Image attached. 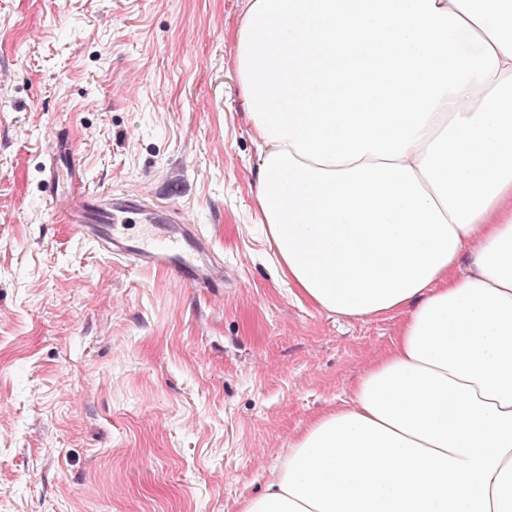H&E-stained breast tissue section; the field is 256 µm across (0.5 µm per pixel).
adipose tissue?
Returning <instances> with one entry per match:
<instances>
[{
    "label": "adipose tissue",
    "instance_id": "ef3b65f1",
    "mask_svg": "<svg viewBox=\"0 0 512 512\" xmlns=\"http://www.w3.org/2000/svg\"><path fill=\"white\" fill-rule=\"evenodd\" d=\"M236 59L279 277L400 316L240 512H512V0H247Z\"/></svg>",
    "mask_w": 512,
    "mask_h": 512
}]
</instances>
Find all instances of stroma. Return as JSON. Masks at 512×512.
<instances>
[{"instance_id":"obj_1","label":"stroma","mask_w":512,"mask_h":512,"mask_svg":"<svg viewBox=\"0 0 512 512\" xmlns=\"http://www.w3.org/2000/svg\"><path fill=\"white\" fill-rule=\"evenodd\" d=\"M246 0H0V512H239L293 434L349 400L398 315L280 280L241 104ZM180 210L224 286L177 285L63 223L45 146Z\"/></svg>"}]
</instances>
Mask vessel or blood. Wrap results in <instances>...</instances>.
<instances>
[{"label": "vessel or blood", "instance_id": "vessel-or-blood-1", "mask_svg": "<svg viewBox=\"0 0 512 512\" xmlns=\"http://www.w3.org/2000/svg\"><path fill=\"white\" fill-rule=\"evenodd\" d=\"M43 177L57 200H72L66 219L77 234L105 250L134 257L142 267L169 271L182 285L223 287V262L212 256L207 239L196 234L177 209L155 207L136 193L115 197L86 188L68 137L54 136Z\"/></svg>", "mask_w": 512, "mask_h": 512}]
</instances>
